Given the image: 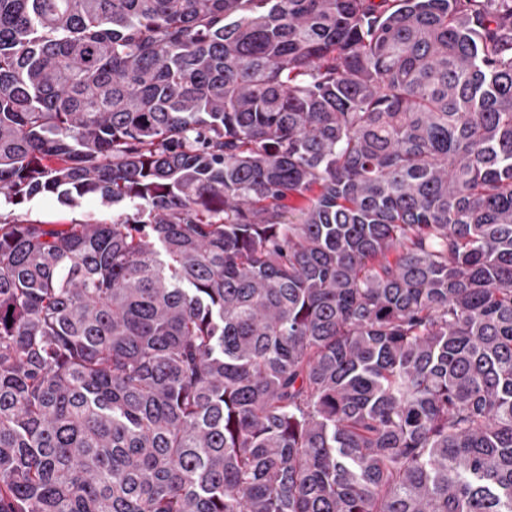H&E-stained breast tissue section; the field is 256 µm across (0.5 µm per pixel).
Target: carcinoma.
<instances>
[{
    "instance_id": "1",
    "label": "carcinoma",
    "mask_w": 512,
    "mask_h": 512,
    "mask_svg": "<svg viewBox=\"0 0 512 512\" xmlns=\"http://www.w3.org/2000/svg\"><path fill=\"white\" fill-rule=\"evenodd\" d=\"M37 195L0 512H512V0H0ZM1 220H38L48 224H71L75 221L112 220V207L95 198H85L79 206L61 204L56 198L36 197L19 205H2Z\"/></svg>"
}]
</instances>
